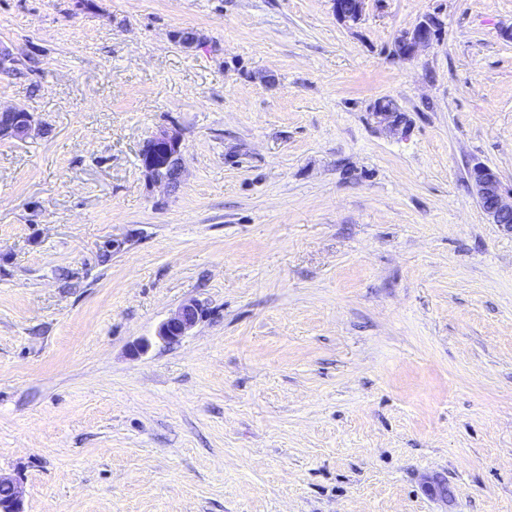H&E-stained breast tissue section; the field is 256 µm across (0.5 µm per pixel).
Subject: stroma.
<instances>
[{
	"label": "stroma",
	"mask_w": 512,
	"mask_h": 512,
	"mask_svg": "<svg viewBox=\"0 0 512 512\" xmlns=\"http://www.w3.org/2000/svg\"><path fill=\"white\" fill-rule=\"evenodd\" d=\"M506 29L512 0H365L354 26L331 0H0V106L39 123L0 140L24 512H512V232L468 186L479 161L512 188ZM161 128L173 192L140 162ZM435 23L431 18L421 20L412 29L401 32L396 37L394 46L400 49L404 57H414L420 49L433 41ZM398 112H389L381 104L374 102L371 107V114L376 120V123L393 134H405L406 128L403 126V119L400 118ZM141 166L151 181L173 191L166 170L174 166L180 179L182 140L176 130L163 129L154 134L140 153ZM203 305L196 299L184 302L159 327L157 336L165 342H175L185 336L198 322Z\"/></svg>",
	"instance_id": "stroma-1"
}]
</instances>
